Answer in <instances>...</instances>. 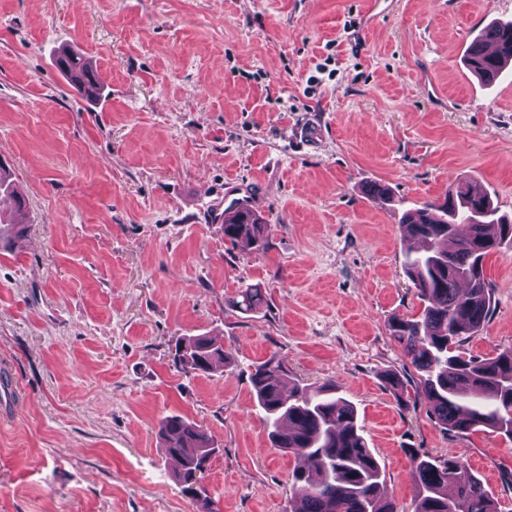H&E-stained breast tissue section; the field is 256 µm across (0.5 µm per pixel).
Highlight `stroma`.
I'll return each instance as SVG.
<instances>
[{"label": "stroma", "mask_w": 512, "mask_h": 512, "mask_svg": "<svg viewBox=\"0 0 512 512\" xmlns=\"http://www.w3.org/2000/svg\"><path fill=\"white\" fill-rule=\"evenodd\" d=\"M496 19L512 0H0V159L32 220L0 249V512H291L300 460L272 448L252 395L271 358L355 403L397 506L415 456L453 455L512 512V441L447 433L387 328L420 308L406 210L478 183L512 215V77L463 63ZM64 46L105 100L62 77ZM234 201L265 218V250L211 222ZM485 270L493 312L466 351L488 358L512 347V244ZM247 285L263 304L230 310ZM203 334L223 374L174 367L173 338ZM169 415L213 439L206 501L163 453Z\"/></svg>", "instance_id": "stroma-1"}]
</instances>
